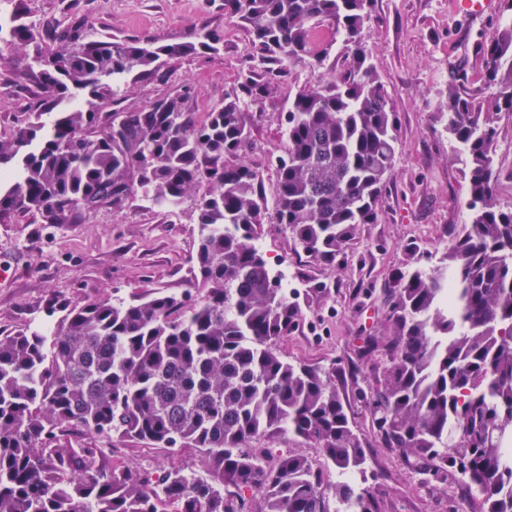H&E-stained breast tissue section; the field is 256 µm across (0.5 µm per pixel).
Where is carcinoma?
I'll return each instance as SVG.
<instances>
[{
	"label": "carcinoma",
	"instance_id": "cac0c4a2",
	"mask_svg": "<svg viewBox=\"0 0 512 512\" xmlns=\"http://www.w3.org/2000/svg\"><path fill=\"white\" fill-rule=\"evenodd\" d=\"M373 0H224L258 48L224 104L200 116L185 92L101 119L112 79L141 80L162 58L215 53L204 27L189 40L104 41L74 26L43 48L15 11L11 57L37 90L36 121L0 138V221L82 224L85 209L118 215L140 196L160 208L192 199L200 297L147 289L129 300L59 307L52 329L0 332V512H239L263 493L260 512H379L366 455L339 384L344 368L297 365L277 343L325 300L327 282L290 298L256 245L266 216L288 227L310 258L333 264L357 227L372 224L396 159L397 116L369 57ZM327 24L348 64L288 104L286 140L271 155L268 208L244 163L259 105L283 72L326 53ZM483 68L455 65L448 132L467 156L470 222L448 226L441 265L417 266V248L384 285L387 331L358 350L371 363V394L357 388L382 445L417 475L455 482L476 512H512V207L495 190L498 123L512 116V23L480 47ZM498 93L480 98L481 86ZM52 115L50 124L42 117ZM448 294L452 306L441 303ZM108 443L138 440L169 452L197 449L198 473L133 469L114 446L71 442L75 430ZM287 431L304 443L268 468L250 444ZM320 455L340 479L324 481Z\"/></svg>",
	"mask_w": 512,
	"mask_h": 512
}]
</instances>
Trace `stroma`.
Instances as JSON below:
<instances>
[{
	"label": "stroma",
	"mask_w": 512,
	"mask_h": 512,
	"mask_svg": "<svg viewBox=\"0 0 512 512\" xmlns=\"http://www.w3.org/2000/svg\"><path fill=\"white\" fill-rule=\"evenodd\" d=\"M18 8L44 28L80 21L85 34L101 40L179 42L202 26L223 34L226 21L224 0H0L2 11ZM503 19L497 6L480 17L464 14L457 0H374L366 29L370 62L399 122L396 161L377 219L358 226L332 267L307 257L283 225L265 222L257 240L273 268L336 285L334 296L305 307L302 324L279 342L289 362L344 366L354 360L362 337L386 333L381 289L404 266L407 246L416 245L421 264L434 267L448 245L449 225L467 223L465 157L446 129L448 83L458 59L479 71L477 45ZM254 64L251 36L240 23L219 52L169 59L157 75L121 87L112 105L138 107L187 89L193 109L210 107L223 103ZM346 65L344 43L331 40L321 61L291 70L265 99L261 117L251 126L246 157L266 199L274 197L276 175L269 156L285 140L282 115L289 100ZM35 102V88L19 82L14 66L0 59V137L11 136ZM495 162L498 199L511 207L512 118L500 123ZM198 234L191 204L170 212L138 197L122 214L104 210L86 224L50 226L28 215L13 216L0 223V331L51 323L46 308L52 303L115 302L150 288L196 293L192 257ZM351 418L363 438L380 512H469L453 494L420 488L398 451L381 445L360 403H353ZM119 446L126 463L145 470L179 466L197 471L202 466L200 453L188 448L171 455L144 450L135 440Z\"/></svg>",
	"instance_id": "1"
}]
</instances>
